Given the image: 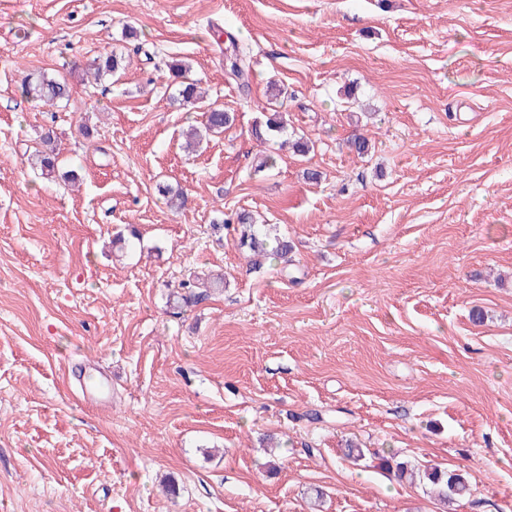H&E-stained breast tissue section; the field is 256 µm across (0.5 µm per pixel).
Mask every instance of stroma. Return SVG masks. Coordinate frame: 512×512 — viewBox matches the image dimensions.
<instances>
[{
	"label": "stroma",
	"instance_id": "obj_1",
	"mask_svg": "<svg viewBox=\"0 0 512 512\" xmlns=\"http://www.w3.org/2000/svg\"><path fill=\"white\" fill-rule=\"evenodd\" d=\"M174 60L234 116L192 152ZM390 456L512 512V0H0V512H442ZM22 94L35 104L54 105L57 101L71 97V87L65 79L42 76L32 80L29 76L23 78L21 83ZM237 224H242L248 228L241 236V243L243 246H248L250 250L255 253H261L262 251H269L271 255L282 256L285 262H288L287 255L289 252L288 244L285 241H276V244L269 249V244L265 237H263L258 224H255L253 217L249 213H240L237 215Z\"/></svg>",
	"mask_w": 512,
	"mask_h": 512
}]
</instances>
